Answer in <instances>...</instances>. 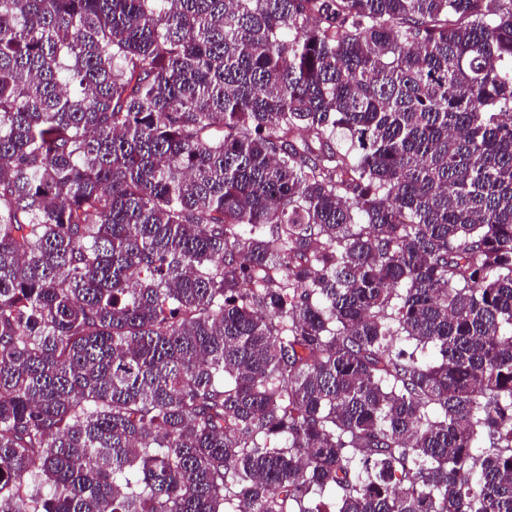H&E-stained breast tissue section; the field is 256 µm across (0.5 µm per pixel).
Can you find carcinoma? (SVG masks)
Here are the masks:
<instances>
[{
	"label": "carcinoma",
	"instance_id": "cac0c4a2",
	"mask_svg": "<svg viewBox=\"0 0 512 512\" xmlns=\"http://www.w3.org/2000/svg\"><path fill=\"white\" fill-rule=\"evenodd\" d=\"M0 512H512V0H0Z\"/></svg>",
	"mask_w": 512,
	"mask_h": 512
}]
</instances>
